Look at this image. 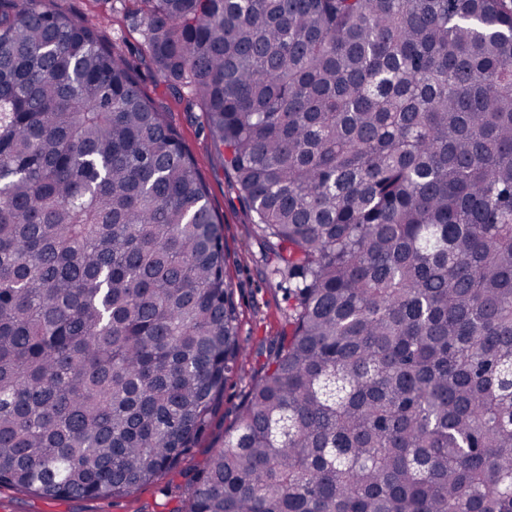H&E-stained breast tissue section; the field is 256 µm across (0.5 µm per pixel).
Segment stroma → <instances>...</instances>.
Segmentation results:
<instances>
[{"label": "stroma", "instance_id": "35a3bbf8", "mask_svg": "<svg viewBox=\"0 0 512 512\" xmlns=\"http://www.w3.org/2000/svg\"><path fill=\"white\" fill-rule=\"evenodd\" d=\"M48 6L92 20L107 43L138 65L142 90L166 112L194 156L208 187L209 204L224 225V270L233 282L239 336L246 355L226 382L223 405L179 470L161 476L133 496L112 499H52L4 486L0 487V512H177L185 496L186 473L201 467L211 448L223 442L225 429L232 426L271 348L289 332L288 283L272 273L269 244L252 224L250 212L237 194L224 164V151L212 141L204 112L189 105L185 93L168 90L155 76L142 36L140 0H49Z\"/></svg>", "mask_w": 512, "mask_h": 512}]
</instances>
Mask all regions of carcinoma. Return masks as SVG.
Wrapping results in <instances>:
<instances>
[{
  "instance_id": "cac0c4a2",
  "label": "carcinoma",
  "mask_w": 512,
  "mask_h": 512,
  "mask_svg": "<svg viewBox=\"0 0 512 512\" xmlns=\"http://www.w3.org/2000/svg\"><path fill=\"white\" fill-rule=\"evenodd\" d=\"M294 299L182 512H512V0H142ZM133 64L0 0V486L125 497L242 355Z\"/></svg>"
}]
</instances>
